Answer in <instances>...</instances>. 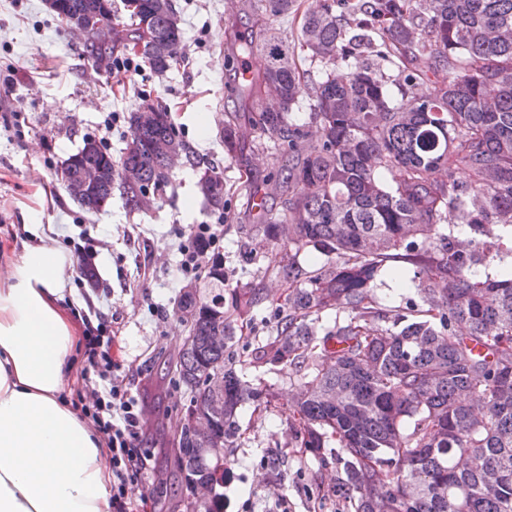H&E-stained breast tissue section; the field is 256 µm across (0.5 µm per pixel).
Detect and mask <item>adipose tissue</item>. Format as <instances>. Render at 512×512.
<instances>
[{"label":"adipose tissue","mask_w":512,"mask_h":512,"mask_svg":"<svg viewBox=\"0 0 512 512\" xmlns=\"http://www.w3.org/2000/svg\"><path fill=\"white\" fill-rule=\"evenodd\" d=\"M0 276V512H112V468L64 392L80 344L64 305L71 260L29 224Z\"/></svg>","instance_id":"obj_1"}]
</instances>
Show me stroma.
<instances>
[{
    "label": "stroma",
    "mask_w": 512,
    "mask_h": 512,
    "mask_svg": "<svg viewBox=\"0 0 512 512\" xmlns=\"http://www.w3.org/2000/svg\"><path fill=\"white\" fill-rule=\"evenodd\" d=\"M173 3L183 30L181 57L160 76L125 52L131 69L118 81L88 70L81 39L43 0H0V245L25 240L24 225H56L74 267L73 293L64 303L78 312L99 313L123 384L139 400L151 462L147 480L138 487L150 495L152 512H172V503L185 493L171 438L174 407L189 398L165 378L161 362L182 349L185 333L173 309L187 284L179 272L178 230L215 225L228 284H249L268 294L266 310L238 327L241 340L268 335L271 310L288 294L268 261L251 266L239 261L236 214L244 192L220 138L228 113L241 109L230 92L236 72L226 64L220 35L233 25L251 27L254 18L242 0ZM146 96L167 107L202 165L223 171L224 219L211 211L190 166L174 168L146 210H130L116 191L103 211L90 214L65 190L61 169L84 136L102 139L113 157H120L130 136L128 116ZM200 112L214 117L204 143L196 133ZM419 283L413 267L406 266L396 280L381 274L375 296L383 307H402L420 300ZM243 374L254 386L270 387L271 396L267 404H247L239 411L240 437L226 453L234 480L219 487L224 512H269L283 495L288 512H348L343 499L327 494L338 476L335 461L319 460L291 439L296 374L285 365L247 368Z\"/></svg>",
    "instance_id": "35a3bbf8"
}]
</instances>
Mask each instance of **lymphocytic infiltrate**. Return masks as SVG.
<instances>
[{
    "instance_id": "f902f5d3",
    "label": "lymphocytic infiltrate",
    "mask_w": 512,
    "mask_h": 512,
    "mask_svg": "<svg viewBox=\"0 0 512 512\" xmlns=\"http://www.w3.org/2000/svg\"><path fill=\"white\" fill-rule=\"evenodd\" d=\"M79 322L84 360L78 377L87 383L98 382L99 387L91 400L77 399L75 407L92 423L112 461V512H148L146 504L134 503L128 495L129 485L141 482L148 461L139 402L128 389L105 384L107 372L117 366L111 341L93 326L88 314H81Z\"/></svg>"
}]
</instances>
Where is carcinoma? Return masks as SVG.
<instances>
[{
  "label": "carcinoma",
  "mask_w": 512,
  "mask_h": 512,
  "mask_svg": "<svg viewBox=\"0 0 512 512\" xmlns=\"http://www.w3.org/2000/svg\"><path fill=\"white\" fill-rule=\"evenodd\" d=\"M245 2L258 17L292 16L310 62L349 72L313 81L264 20L230 42V60L266 58L263 76L237 88L244 111L224 122L221 138L246 175L243 213L256 215V234L280 258L288 296L274 310L276 334L241 354L236 323L264 307L261 289L200 296L185 320L191 341L167 362L190 396L174 420L184 481L214 477L238 438L239 408L269 395L236 366L286 363L301 380L296 445L336 460L345 478L333 492L354 512H512V275L474 272L512 236V0H323L313 13L299 0ZM134 16L115 29L110 57L148 36L140 60L165 73L183 43L171 0H137ZM379 60L397 64V91ZM430 70L435 93H417ZM305 97L316 141L294 117ZM156 109L150 122L130 113L118 162L91 136L66 159L70 180L87 165L109 173L77 199L86 212L102 211L114 185L133 210L164 187L159 141L198 164L166 108ZM260 151L272 171L257 184L250 159ZM121 169L137 170L136 180ZM216 178L199 187L222 218L223 173ZM270 199L280 209L269 211ZM305 249L328 261L303 265ZM238 254L245 266L259 261L253 236L240 238ZM403 265L425 283L423 307L383 308L377 278ZM330 311L347 317L326 325ZM215 367L224 370L222 447H195L187 413L210 398Z\"/></svg>",
  "instance_id": "1"
}]
</instances>
